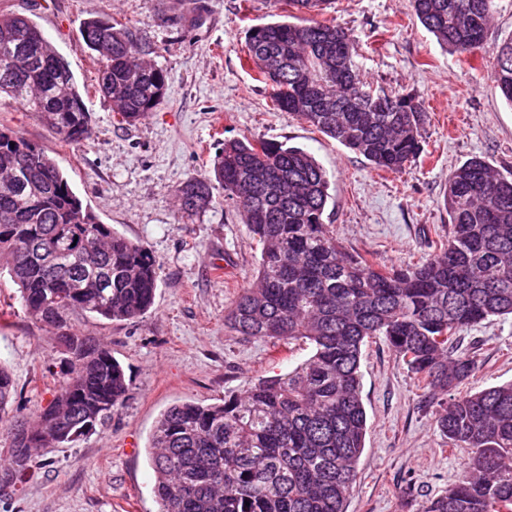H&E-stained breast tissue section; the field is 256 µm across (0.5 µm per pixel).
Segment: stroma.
Returning a JSON list of instances; mask_svg holds the SVG:
<instances>
[{"label": "stroma", "instance_id": "1", "mask_svg": "<svg viewBox=\"0 0 512 512\" xmlns=\"http://www.w3.org/2000/svg\"><path fill=\"white\" fill-rule=\"evenodd\" d=\"M284 7L283 0H0V12L30 18L68 63L93 135L63 142L6 98L0 128L40 144L102 223L159 262L155 302L143 317L70 318L123 364L132 382L124 404L89 437L33 453L24 478L6 477L0 466V512H157L150 439L161 414L179 402L220 401L309 357L307 346L224 328L225 313L255 279L260 247L231 201L189 217L177 196L187 179L210 176L224 141L263 139L311 153L328 174L330 232L388 266L431 257L447 236L454 168L480 157L512 174V105L491 78L496 47L512 36V0H495L485 48L474 56L441 47L411 0H333L323 13L351 34L365 81L413 93L425 107L424 151L399 173L374 169L298 116L273 110L270 86L245 64V35ZM193 13L201 24L182 27L180 17ZM93 18L125 24L167 74L163 101L135 124H114L111 100L96 89L98 64L80 33ZM462 347L478 370L457 396L512 381V317L475 324ZM61 357L58 331L24 314L16 286L0 272V365L16 383L12 417L35 423L58 387L46 367ZM361 371L367 433L346 512H424L468 455L440 435L434 405L383 339L363 346Z\"/></svg>", "mask_w": 512, "mask_h": 512}]
</instances>
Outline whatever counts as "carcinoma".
Wrapping results in <instances>:
<instances>
[{
    "label": "carcinoma",
    "mask_w": 512,
    "mask_h": 512,
    "mask_svg": "<svg viewBox=\"0 0 512 512\" xmlns=\"http://www.w3.org/2000/svg\"><path fill=\"white\" fill-rule=\"evenodd\" d=\"M288 19L248 28L246 54L271 85L273 109L295 114L363 156L400 172L423 152L426 112L409 94L374 92L345 29L304 15L330 0H284ZM446 48L484 50L494 0H412ZM86 47L116 123L131 125L163 100L167 74L144 61L114 19L86 21ZM493 82L512 105V36L496 50ZM0 97L34 112L61 140L92 135V117L67 63L29 18L0 14ZM215 179L182 184L180 210L204 212L215 188L242 210L261 245L255 282L242 289L227 328L248 338L302 343L292 370L218 403L168 408L151 438L158 512H346L365 447L362 347L382 338L437 405L436 426L470 450L463 474L425 512H512V383L464 397L450 392L476 372L460 333L512 315V180L473 157L449 176L452 228L432 257L405 268L368 262L330 235L324 168L306 150L249 138L224 141ZM0 264L25 314L57 328L61 380L35 426L13 427L10 475L35 441L74 443L112 420L131 382L112 351L71 331L69 316L131 321L152 307L159 262L102 223L46 150L0 128ZM16 393L0 366V424Z\"/></svg>",
    "instance_id": "1"
}]
</instances>
